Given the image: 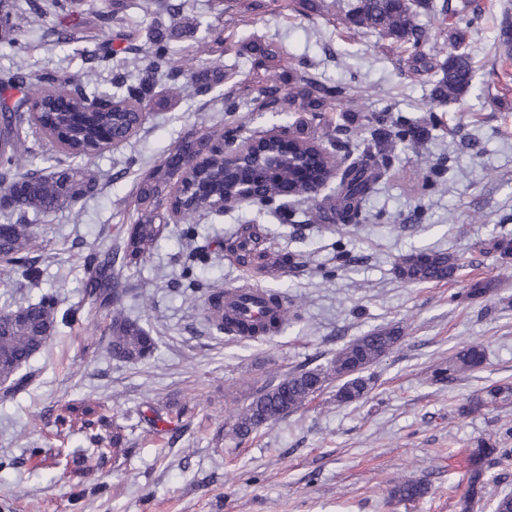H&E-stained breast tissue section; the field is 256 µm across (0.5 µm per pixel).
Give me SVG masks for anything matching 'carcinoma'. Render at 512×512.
Listing matches in <instances>:
<instances>
[{
    "instance_id": "1",
    "label": "carcinoma",
    "mask_w": 512,
    "mask_h": 512,
    "mask_svg": "<svg viewBox=\"0 0 512 512\" xmlns=\"http://www.w3.org/2000/svg\"><path fill=\"white\" fill-rule=\"evenodd\" d=\"M82 0H0V14L14 15L30 26L39 24L43 18L52 16L57 21V43L70 44L78 41V34L87 31ZM281 12H293L303 0H253L252 10L262 13L269 3ZM156 9H151V6ZM425 6L424 0H357L344 16L347 28L357 32H370L387 36L406 45L413 71L435 77L430 104L459 101L474 87L475 71L470 53L454 43L443 42L436 53L446 54L439 64L431 61L424 51L429 41L428 32L414 22L417 9ZM186 7V0H148L146 9L153 14L146 31L148 50L138 44V31L125 26L123 3H112V9L95 16V25L115 28L108 41L95 43L94 56L108 59L123 56L133 61L145 54L148 79L136 85H128L121 93H112V105L97 112H87L88 99L96 98L99 92H86V85L69 77L48 70H33L25 64L0 74V88L11 90L17 96L0 95V113L3 114L5 132L0 134V196L7 200L4 209L19 211L15 219L4 216L0 224V282L10 281L16 272L36 277L35 260L30 257L36 239L33 225L22 222L26 213L35 217H46L55 213L66 202H77L96 188L94 176L81 160L97 154L102 149L100 131L113 139H127L141 125L137 104H160L165 97L152 94L154 80L176 81L184 71L176 64L175 50L171 45L176 20ZM120 42L115 46L114 42ZM495 49L512 56V25L505 22L495 39ZM284 67L283 53L267 48L259 56L249 83L257 96L253 99L260 112H274L289 119L294 112H309L311 117L353 102L350 87L327 86L316 77L306 75L286 90L275 82L279 70ZM224 81V72L215 69L196 76L198 93H209L214 86ZM69 99V107L59 108L57 102ZM371 121L377 125L370 136L357 130L346 131L341 140L330 141L331 150H323L319 161L335 157V151H350L363 147L371 156H378L384 165L390 163L397 145L405 149L415 147L417 131L402 121H392L388 111L373 114ZM31 122L46 135L60 141L69 163L59 165L47 175L35 171H23L25 165L35 163L36 157L26 146L27 133L24 124ZM296 138L298 151L291 154L285 164L275 173H264L265 164L254 151L244 157L241 171L247 173L252 186L250 190L267 197L268 204L277 201L283 185H293L300 203L310 209L317 208L314 198L299 187L295 176L297 168L311 162L308 150L313 142L307 132L299 130ZM229 132L215 125H201L187 135L159 164L145 172L136 185L131 201L137 213V221L124 232L122 255L91 252L84 259V300L96 309H104L113 315L108 330L111 335L109 350L112 356L125 362L136 363L151 356L157 341L139 321L122 316L124 295L113 280L112 265L116 259L127 267L136 266L145 259L151 245L165 237L168 216L161 213L162 195L170 180L179 176L183 185V221L188 227L182 236L188 240L198 235L194 225L196 216L213 213L220 209L226 196L239 193L240 179L236 173H224V157L221 146L228 140ZM378 175L369 167L353 162L341 177L336 202L330 212L320 215L322 220H346L350 225L346 232L356 235L362 217L363 204L371 194ZM261 236L251 224H242L235 237L216 241L217 247L227 252L234 261L246 268L257 280L275 271L268 250L262 246ZM484 246L506 258L512 256V238L506 235L490 237ZM459 269L457 260L447 252L420 250L401 258L395 264L396 276L407 284L451 281ZM268 300L281 310L280 320L274 324V333H281L287 326L299 321V305L286 292L266 291ZM58 307L57 295L42 293L38 300L16 309L6 305L0 310V370L12 374L9 384L0 392L3 399L10 398L24 389L29 377L21 373L24 365L50 341L56 328ZM403 339V330L398 326H383L360 336L336 352L324 366L291 372L276 383L270 381L254 392L250 402L244 405L229 426L227 435L241 443L263 426L298 410L320 395L332 382H338L336 401L351 404L363 399L372 389V377L367 371L388 356ZM485 347L480 342L472 343L448 356V360L431 373L434 382H444L458 374L473 371L482 366ZM512 397V385L489 386L484 395L475 398L462 408L469 413L487 404H497ZM61 426L80 424L88 442L96 447L104 443L99 429L105 426V417L89 404L62 407L57 415ZM500 436L478 442L471 451L469 465L464 476L465 489L456 502L458 512H475L487 484L488 469L502 461H512V448H500ZM427 492L426 485L413 479H405L393 487L392 496L399 501H413Z\"/></svg>"
}]
</instances>
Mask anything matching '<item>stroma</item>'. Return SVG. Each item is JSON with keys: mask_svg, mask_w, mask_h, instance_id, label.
Wrapping results in <instances>:
<instances>
[{"mask_svg": "<svg viewBox=\"0 0 512 512\" xmlns=\"http://www.w3.org/2000/svg\"><path fill=\"white\" fill-rule=\"evenodd\" d=\"M249 0H188L190 32L175 41L178 63L194 72L222 65V92L239 111L197 94L181 82L177 103L151 109L136 135L93 157L95 195L69 204L37 225L40 276L0 283V305L28 304L56 293L58 324L51 340L25 366V390L0 400V507L6 512H457L455 502L476 442L512 426V400L466 417L465 399L494 382L512 383V257L483 250L490 234L512 237V60L490 51L512 0L465 30L476 78L489 94L471 90L461 101L430 106L432 86L413 75L399 49L373 52L374 35L351 38L334 27V0H313L292 15L268 10L244 27ZM223 30L228 49L203 42L206 25ZM53 19L27 32V63L72 78H91L99 90L115 76L136 83L142 72L101 61L57 43ZM283 46L308 60L312 75L359 91L351 111L325 113L318 132L336 125L365 127L372 111L392 103L395 116L427 129L417 151L397 153L389 174L367 198L369 219L358 237L330 232L294 205L293 223L268 209L245 207L196 220L198 236L162 239L137 266L115 270L126 293V314L156 337L153 356L127 363L108 352L106 313L83 299V257L117 245L134 221L129 206L138 179L200 123L222 122L236 135H256L281 119L243 109L254 92L246 84L258 44ZM445 173L434 186L424 175ZM259 225L275 249L308 254L309 263L264 280L287 288L302 318L267 340H239L205 323L201 301L187 299L181 277L185 254L209 239L231 237L243 221ZM206 249V247H205ZM420 249H443L460 264L455 280L409 285L394 273L397 260ZM194 273L204 287L245 284V273L222 252L206 249ZM493 291L461 300L471 282ZM386 325L405 330L401 344L374 366L368 399L338 405L326 389L304 407L254 432L244 444L226 425L249 396L273 378L327 364L348 341ZM484 344L481 370L435 383L432 369L456 349ZM104 404L121 427L125 449L90 447L83 433L60 430L61 404ZM165 435L150 431L153 413ZM39 456H31V449ZM413 478L428 487L412 502L392 488Z\"/></svg>", "mask_w": 512, "mask_h": 512, "instance_id": "stroma-1", "label": "stroma"}]
</instances>
